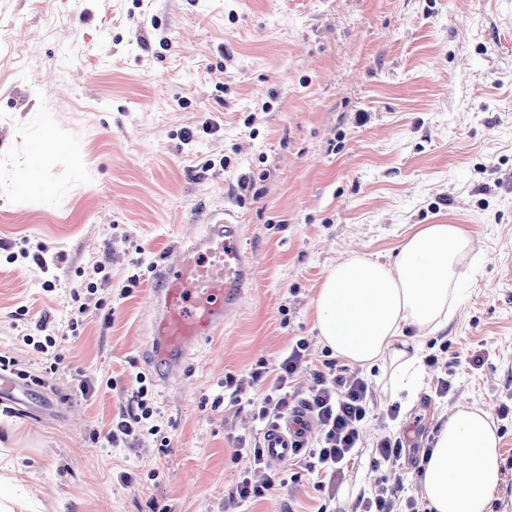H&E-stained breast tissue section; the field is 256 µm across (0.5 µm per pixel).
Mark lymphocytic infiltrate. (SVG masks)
<instances>
[{
	"label": "lymphocytic infiltrate",
	"instance_id": "1",
	"mask_svg": "<svg viewBox=\"0 0 512 512\" xmlns=\"http://www.w3.org/2000/svg\"><path fill=\"white\" fill-rule=\"evenodd\" d=\"M308 344L296 340L278 363L275 376H268L266 367H258L243 379L227 378L231 402H239L245 389L268 382L264 396L255 404V416L262 424L284 417L292 409L297 395L294 383L307 366ZM314 384L306 402L316 419L319 433L296 441L294 448L300 463L310 473L342 471L355 460L363 444V432L373 411L371 385L359 372L327 359L313 372ZM160 412L154 401L153 384L146 375L135 378V386L124 409L113 419L105 439L118 446L128 439L156 436L161 448H168V438L162 437ZM405 449L401 437L385 434L375 444L374 467H387L389 475L371 491L360 497L355 512H420L414 497L403 496L404 476L396 464Z\"/></svg>",
	"mask_w": 512,
	"mask_h": 512
}]
</instances>
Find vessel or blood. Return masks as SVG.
Wrapping results in <instances>:
<instances>
[{"instance_id": "b4317fda", "label": "vessel or blood", "mask_w": 512, "mask_h": 512, "mask_svg": "<svg viewBox=\"0 0 512 512\" xmlns=\"http://www.w3.org/2000/svg\"><path fill=\"white\" fill-rule=\"evenodd\" d=\"M244 238L242 225L220 211L204 231L180 238L155 266L149 349L161 383L181 377L197 345L222 333L248 295L254 257ZM312 423L311 412L300 404L269 425L265 446L270 463L288 462L292 442Z\"/></svg>"}]
</instances>
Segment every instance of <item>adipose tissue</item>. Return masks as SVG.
<instances>
[{
    "label": "adipose tissue",
    "mask_w": 512,
    "mask_h": 512,
    "mask_svg": "<svg viewBox=\"0 0 512 512\" xmlns=\"http://www.w3.org/2000/svg\"><path fill=\"white\" fill-rule=\"evenodd\" d=\"M472 235L462 224H419L387 262L360 251L333 264L312 299L320 342L346 364L392 369V392H413L422 367L411 326L445 331L457 286L475 269ZM501 439L490 412L457 401L422 462L429 512H490L502 481Z\"/></svg>",
    "instance_id": "1"
}]
</instances>
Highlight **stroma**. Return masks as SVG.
I'll return each instance as SVG.
<instances>
[{
  "mask_svg": "<svg viewBox=\"0 0 512 512\" xmlns=\"http://www.w3.org/2000/svg\"><path fill=\"white\" fill-rule=\"evenodd\" d=\"M208 119L215 134L200 131ZM220 209L244 226L253 291L180 380L155 384L168 451L152 436L107 447L147 369L152 269ZM447 223L470 229L477 267L448 329L418 338L459 358L425 368L397 418L377 402L370 424L404 437L418 498L415 461L457 400L489 408L504 474L493 512H512V0H0V352L42 379L0 399V448L38 512H222L257 429L248 409L213 407L224 379L275 369L301 338L319 368L311 300L327 268L350 245L385 257L411 225ZM40 247L56 260L46 271ZM98 265L71 327V291ZM43 315L64 354L54 373L23 341ZM373 451L331 497L280 466L242 512H350L374 487Z\"/></svg>",
  "mask_w": 512,
  "mask_h": 512,
  "instance_id": "1",
  "label": "stroma"
}]
</instances>
